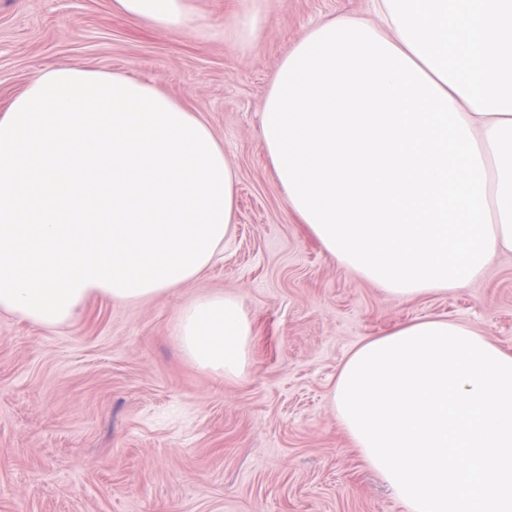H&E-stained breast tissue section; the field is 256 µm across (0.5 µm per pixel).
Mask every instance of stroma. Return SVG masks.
<instances>
[{
  "label": "stroma",
  "instance_id": "35a3bbf8",
  "mask_svg": "<svg viewBox=\"0 0 512 512\" xmlns=\"http://www.w3.org/2000/svg\"><path fill=\"white\" fill-rule=\"evenodd\" d=\"M244 0H194L207 33L135 26L111 0H0V110L60 63L118 71L201 113L238 175L236 231L190 288L90 297L50 330L0 312V512H407L336 420L331 390L364 339L408 321L466 324L512 353V253L445 294L391 297L325 253L291 213L261 139L281 59L311 26L368 18L371 0H264L247 48ZM237 295L254 331L247 373L200 370L179 309ZM263 19L261 10L255 5L235 13L229 39L232 46L244 48L253 44L262 28Z\"/></svg>",
  "mask_w": 512,
  "mask_h": 512
}]
</instances>
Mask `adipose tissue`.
Returning <instances> with one entry per match:
<instances>
[{
    "label": "adipose tissue",
    "instance_id": "1",
    "mask_svg": "<svg viewBox=\"0 0 512 512\" xmlns=\"http://www.w3.org/2000/svg\"><path fill=\"white\" fill-rule=\"evenodd\" d=\"M125 20L201 33L193 0H112ZM384 25L307 29L267 93L261 137L289 209L390 296L445 293L512 252V0H377ZM238 177L198 112L154 85L70 64L0 113V312L55 329L91 296L193 285L234 234ZM200 369L241 377L234 296L183 306ZM332 408L408 512H512V354L420 318L357 345Z\"/></svg>",
    "mask_w": 512,
    "mask_h": 512
}]
</instances>
